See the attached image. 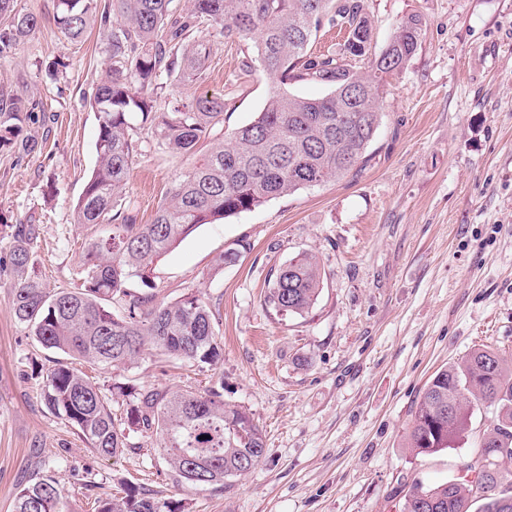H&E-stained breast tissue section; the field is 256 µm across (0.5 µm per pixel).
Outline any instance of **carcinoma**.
<instances>
[{"label":"carcinoma","instance_id":"obj_1","mask_svg":"<svg viewBox=\"0 0 512 512\" xmlns=\"http://www.w3.org/2000/svg\"><path fill=\"white\" fill-rule=\"evenodd\" d=\"M331 18H326V15ZM347 32L336 54L308 52L323 19ZM55 25L74 42L92 24L106 40L109 70L90 98L97 114L96 160L74 208V223L110 227L91 237L81 259L80 285L53 292L43 286L33 255L37 230L19 224L12 233L9 265L16 321L47 350L66 356L43 377L47 408L78 431L95 453L113 457L132 447L130 434L156 437L155 452L178 484L224 487L267 454L262 429L240 406L224 401L219 379L204 391L104 388L77 365H125L151 347L162 355L212 367L223 358L213 308L202 296L158 303L144 286L155 262L198 226L259 207L360 171L380 126V103L389 78L415 55L422 20L402 18L386 46L364 72L344 68L343 58L362 57L369 20L359 0H56ZM41 27V19L0 0V56H7ZM227 41L256 38L255 64L283 81L310 77L335 83L319 98L273 90L254 119L222 138L224 97L200 95L168 112L153 111L165 76L174 82L202 79L211 33ZM38 102L0 93V148L18 157L40 145L17 139L18 122ZM156 144L193 157L148 224L125 201L130 167L139 150L137 130ZM250 243L241 240L216 260L231 264ZM322 273L316 259L300 254L277 267L265 303L281 315H301L318 299ZM496 415L483 434L481 462H465L460 474L424 487L414 484L405 512H512V361L478 348L438 370L417 405L409 434L412 454L437 452L465 433L476 408ZM60 481L43 475L20 488L15 512H66ZM99 512H183L177 501L146 490L99 500Z\"/></svg>","mask_w":512,"mask_h":512}]
</instances>
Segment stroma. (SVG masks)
Masks as SVG:
<instances>
[{
	"instance_id": "35a3bbf8",
	"label": "stroma",
	"mask_w": 512,
	"mask_h": 512,
	"mask_svg": "<svg viewBox=\"0 0 512 512\" xmlns=\"http://www.w3.org/2000/svg\"><path fill=\"white\" fill-rule=\"evenodd\" d=\"M361 2L372 52L401 18L424 23L416 54L388 80L367 164L199 226L151 275L158 301L197 293L218 310L222 362L209 374L147 351L125 368L81 366L105 387L202 389L223 377L225 401L251 414L268 454L220 490L173 482L145 434L102 457L44 403L41 370L58 355L17 324L5 256L12 227L36 225L45 288L77 284L92 234L73 220L96 158L88 101L108 61L98 28L67 40L55 0H18L43 24L0 57V91L38 102L21 134L41 149L21 159L0 149V512L41 475L60 477L67 512H97L123 479L186 512H403L414 483L445 482L475 459L494 416L484 405L449 448L415 456L406 438L437 370L475 348L512 357V0ZM253 52V41L211 37L202 79L161 91L155 111L220 94L225 130L248 123L280 85L243 66ZM189 164L141 131L126 192L140 223ZM240 240L250 250L216 269ZM304 251L321 266V293L308 313L277 315L264 303L271 272Z\"/></svg>"
}]
</instances>
